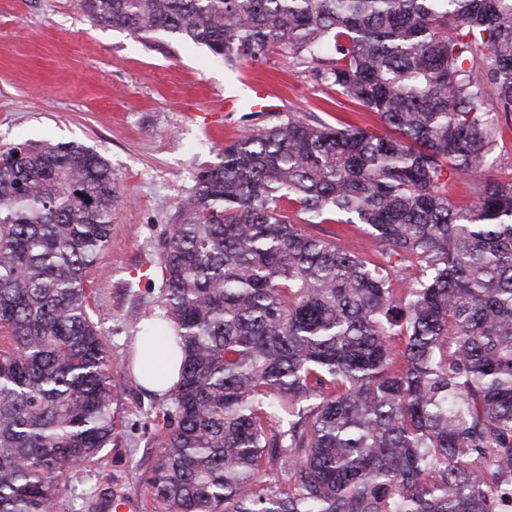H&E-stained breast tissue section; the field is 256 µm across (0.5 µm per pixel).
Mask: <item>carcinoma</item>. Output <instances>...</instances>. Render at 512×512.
Here are the masks:
<instances>
[{
  "label": "carcinoma",
  "mask_w": 512,
  "mask_h": 512,
  "mask_svg": "<svg viewBox=\"0 0 512 512\" xmlns=\"http://www.w3.org/2000/svg\"><path fill=\"white\" fill-rule=\"evenodd\" d=\"M80 3L228 69L285 47L384 127L278 116L195 175L160 257L154 335L182 354L147 480L165 512H499L512 180L459 211L444 179L484 168L512 123V0ZM117 202L85 146L0 151V512H65L60 478L112 444L85 279ZM334 216L367 225L383 261L305 229ZM276 467L288 488L265 484Z\"/></svg>",
  "instance_id": "1"
}]
</instances>
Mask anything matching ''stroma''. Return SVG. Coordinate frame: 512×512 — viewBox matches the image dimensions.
I'll return each mask as SVG.
<instances>
[{
	"instance_id": "1",
	"label": "stroma",
	"mask_w": 512,
	"mask_h": 512,
	"mask_svg": "<svg viewBox=\"0 0 512 512\" xmlns=\"http://www.w3.org/2000/svg\"><path fill=\"white\" fill-rule=\"evenodd\" d=\"M249 81L271 86L279 112L381 126L375 113L313 82L283 48L230 71L206 47L168 33L98 25L78 0H0V148L87 146L111 166L120 192L110 244L86 279L90 315L111 356L114 432L108 448L64 475L68 512H101L115 494L137 501L138 512H163L143 482L158 451L163 401L139 386L129 360L142 326L165 312L160 255L194 173L219 162L224 144L252 122L246 111L224 109L228 88ZM496 157L475 179L449 181L453 205L474 203L487 178H512V125L503 127ZM311 231L380 258L366 225L335 221Z\"/></svg>"
}]
</instances>
